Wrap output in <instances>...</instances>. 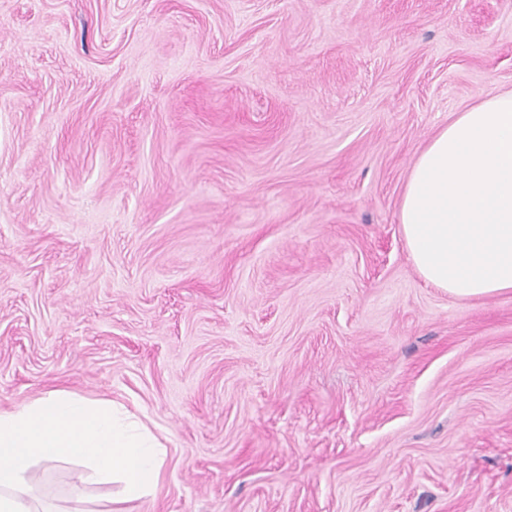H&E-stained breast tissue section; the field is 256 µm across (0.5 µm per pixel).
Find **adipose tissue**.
<instances>
[{
	"instance_id": "1",
	"label": "adipose tissue",
	"mask_w": 512,
	"mask_h": 512,
	"mask_svg": "<svg viewBox=\"0 0 512 512\" xmlns=\"http://www.w3.org/2000/svg\"><path fill=\"white\" fill-rule=\"evenodd\" d=\"M417 273L460 300L512 292V89L454 114L417 155L399 204ZM85 461L128 500L154 498L166 448L116 402L53 389L0 409V512H47L33 462Z\"/></svg>"
}]
</instances>
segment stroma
Wrapping results in <instances>:
<instances>
[{
	"label": "stroma",
	"mask_w": 512,
	"mask_h": 512,
	"mask_svg": "<svg viewBox=\"0 0 512 512\" xmlns=\"http://www.w3.org/2000/svg\"><path fill=\"white\" fill-rule=\"evenodd\" d=\"M512 0H0V409L123 404L126 512H512V293L399 224ZM83 466L32 471L65 512Z\"/></svg>",
	"instance_id": "1"
}]
</instances>
